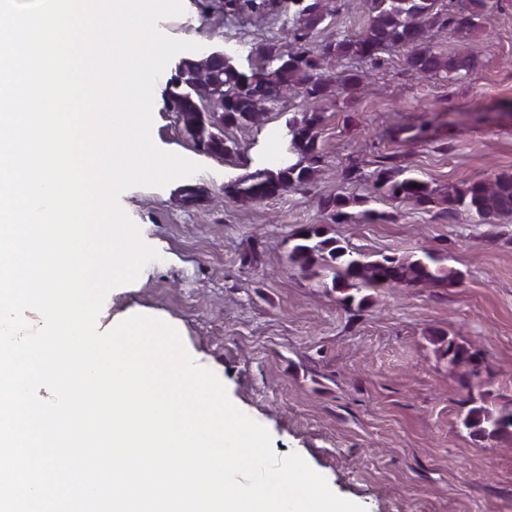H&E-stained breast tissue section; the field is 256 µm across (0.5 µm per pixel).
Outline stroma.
I'll list each match as a JSON object with an SVG mask.
<instances>
[{
	"instance_id": "35a3bbf8",
	"label": "stroma",
	"mask_w": 512,
	"mask_h": 512,
	"mask_svg": "<svg viewBox=\"0 0 512 512\" xmlns=\"http://www.w3.org/2000/svg\"><path fill=\"white\" fill-rule=\"evenodd\" d=\"M489 2L465 81L411 75L401 48L374 65L346 60L343 68L364 73L362 87L290 97L262 126L225 127L239 147L230 157L200 150L170 109L181 62L173 57L154 88V143L201 170L119 199L161 258L136 287L113 289L111 313L174 325L232 403L267 428L277 456L299 454L364 512H512V437L481 443L462 425L470 393L512 402V217L448 216V196L465 182L512 172V0ZM183 4L160 31L224 48L246 72L261 64L257 46L289 26L280 0H266L262 23L224 13L217 0ZM333 9L312 46L331 31L356 34L368 19L367 0H335ZM305 110L321 117L317 182L249 204L225 195L231 180L286 151L285 123ZM400 169L427 184L431 205L375 190L380 172ZM336 195L357 222L331 221L321 201ZM365 210L375 219L360 220ZM305 224L369 255L436 252L457 278L372 289L363 305H344L328 273L288 261V240ZM445 338L478 353V375L449 365Z\"/></svg>"
}]
</instances>
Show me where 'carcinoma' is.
I'll return each mask as SVG.
<instances>
[{
    "label": "carcinoma",
    "instance_id": "cac0c4a2",
    "mask_svg": "<svg viewBox=\"0 0 512 512\" xmlns=\"http://www.w3.org/2000/svg\"><path fill=\"white\" fill-rule=\"evenodd\" d=\"M291 0H283L284 11L292 13V26L286 31L291 49L285 51L276 41L259 49L263 59L260 69L249 74L210 56L186 59L178 67L170 90L172 109L182 116L186 133L195 144L212 155L237 151L224 140L223 127L249 128L267 115L265 105H275L294 91L306 99H316L331 89L354 91L364 81L363 75L343 70L332 71V64L346 59L377 63L379 54L389 47L407 51L408 71L419 78H440L450 83L466 79L476 66L470 52V40L489 7V0H450L453 8L445 10L441 0H367L369 20L357 35L335 37L320 47H309L311 31L327 16L325 0H302L294 9ZM451 30L461 42L454 54L444 56L433 50L435 30ZM313 113L287 122L288 163L275 168L258 169L225 186L224 192L246 203L263 201L287 193L296 186L317 180L319 169L318 125ZM417 187H412V184ZM379 193L411 201L424 207L432 203L428 185L416 178L397 179L381 173L377 176ZM343 196L322 201L335 224L353 221L355 214L342 210ZM482 220L512 217V173H500L492 179L465 183L448 197V217L459 214ZM294 240L288 260L308 270L320 263L331 277V288L339 291L363 288L437 287L457 277L444 265L446 257L425 251L414 258L365 253L341 245L334 237L315 226H305L292 234ZM443 355L454 367L466 366L476 373L475 357L462 345L450 340ZM484 394L470 397L474 403L463 419L470 435L483 442L512 437V407L490 408Z\"/></svg>",
    "mask_w": 512,
    "mask_h": 512
}]
</instances>
